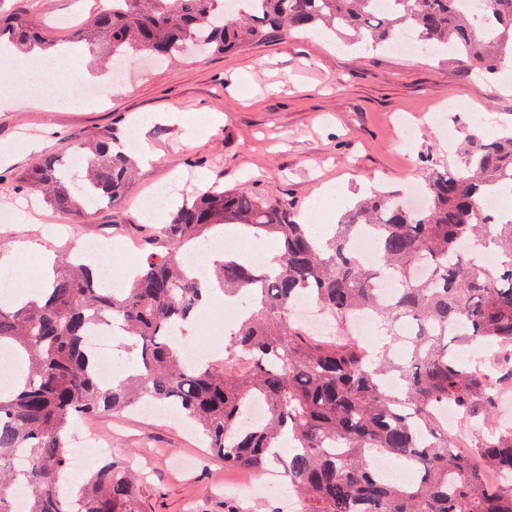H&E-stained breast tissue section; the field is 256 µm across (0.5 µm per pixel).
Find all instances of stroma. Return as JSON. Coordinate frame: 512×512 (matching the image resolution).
Returning <instances> with one entry per match:
<instances>
[{
  "mask_svg": "<svg viewBox=\"0 0 512 512\" xmlns=\"http://www.w3.org/2000/svg\"><path fill=\"white\" fill-rule=\"evenodd\" d=\"M107 5L0 0V12L26 13L50 39L69 47L67 81L54 87L60 103L0 112V212L10 216L0 222V242H30L21 274L31 260L97 236L110 241L101 261L122 278L126 266L166 249L139 209L144 196L162 188L246 187L292 200L300 213L330 184L337 204L326 219L334 223L367 191H402L420 181L425 158L453 164L447 127L429 119L438 108L464 113L467 129L488 136L512 123V74L478 87L473 73L443 52L418 60L309 31L227 54L126 63L119 84L103 98L65 102L68 84L91 70L75 32ZM403 121L413 130L411 140L398 136ZM104 131L131 155L144 144L153 154L141 162L140 179L121 207L92 211L76 223L18 186L16 175L41 156ZM52 223L65 225V232L48 233ZM128 242L134 255L117 254ZM86 424L111 438L113 457L133 459L145 473L143 512H224L225 485L257 478L225 466L164 415L109 414Z\"/></svg>",
  "mask_w": 512,
  "mask_h": 512,
  "instance_id": "obj_1",
  "label": "stroma"
}]
</instances>
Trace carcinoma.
<instances>
[{"label": "carcinoma", "instance_id": "obj_1", "mask_svg": "<svg viewBox=\"0 0 512 512\" xmlns=\"http://www.w3.org/2000/svg\"><path fill=\"white\" fill-rule=\"evenodd\" d=\"M219 1L120 0L80 38L112 57L175 59L192 46L224 54L309 28L386 46L410 25L424 44L452 49L486 79L512 59V0H489L499 26L491 41L473 35L460 0H392L390 11L378 0H256L252 12ZM1 42L28 51L56 45L21 13L0 16ZM111 142L101 135L69 144L85 157L80 173L49 156L17 180L78 221L94 207H119L137 168ZM425 182L424 209H408L396 192L375 193L324 241L295 220L288 200L214 187L171 211L158 228L166 251L150 254L121 292L94 283L69 254L42 302L0 306V347L26 366L20 383L0 390V512H12L18 486L28 490L27 512H141V475L128 461L104 463L72 491L61 481L75 422L144 401L176 405L228 466L279 465L300 512H512V426L493 423L499 393L512 389V357L491 367L459 357L474 344L512 347V218L478 212L481 197L512 191V128L466 132L457 165L428 169ZM226 224L244 237L275 238L279 253L274 269L248 258L214 267L224 295L245 308L221 369L193 364L175 331L202 302L182 254L223 236ZM362 233L376 242L374 266L350 248ZM384 275L396 282L388 301L372 288ZM304 293L336 319V336H312L288 317ZM358 314L375 320L382 350L370 354L353 337ZM97 321L135 339V367L117 384L97 379L84 350ZM244 351L253 359L248 374L229 365ZM252 398L265 402L267 418L246 426ZM450 403L477 432L470 456L455 453L435 420ZM375 455L410 464L418 479L383 480L370 466Z\"/></svg>", "mask_w": 512, "mask_h": 512}]
</instances>
